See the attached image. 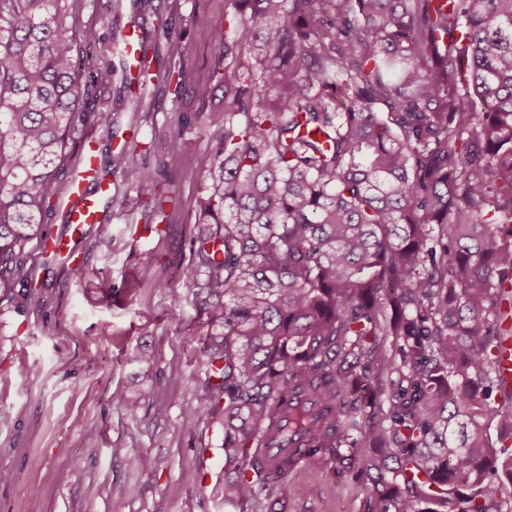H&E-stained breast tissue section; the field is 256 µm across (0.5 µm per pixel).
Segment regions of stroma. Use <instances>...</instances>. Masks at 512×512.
Here are the masks:
<instances>
[{
    "label": "stroma",
    "instance_id": "obj_1",
    "mask_svg": "<svg viewBox=\"0 0 512 512\" xmlns=\"http://www.w3.org/2000/svg\"><path fill=\"white\" fill-rule=\"evenodd\" d=\"M79 79L86 89L74 140L92 139L108 173L104 224L76 231L62 205L46 229L73 240L74 260L51 259L37 241L25 247L32 279L0 293V512H225L224 424L203 419L208 389L201 350L212 329L205 301L186 277L196 241L210 225L195 221L208 193L215 146L199 127L178 130L179 112L198 110L161 72L167 43L180 38L194 78L217 65L225 0H77ZM135 29L157 75L138 83L137 60L124 51ZM111 62L112 81L96 79ZM110 112L109 127L98 122ZM180 135L185 168L163 181L173 205L167 220L145 206L132 167L159 170ZM136 411H129V402ZM149 457L142 471L113 456L115 447ZM364 486L325 465L293 473L278 512H362Z\"/></svg>",
    "mask_w": 512,
    "mask_h": 512
}]
</instances>
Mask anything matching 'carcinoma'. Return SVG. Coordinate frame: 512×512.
<instances>
[{"mask_svg":"<svg viewBox=\"0 0 512 512\" xmlns=\"http://www.w3.org/2000/svg\"><path fill=\"white\" fill-rule=\"evenodd\" d=\"M212 104L210 194L187 279L221 331L224 506L291 475L265 443L304 437L369 494L362 512H504L512 392V0H229ZM76 0H0V290L61 194L85 88ZM162 161L182 165L181 130ZM496 380L505 387H512V337L502 343L500 358L495 370Z\"/></svg>","mask_w":512,"mask_h":512,"instance_id":"cac0c4a2","label":"carcinoma"}]
</instances>
